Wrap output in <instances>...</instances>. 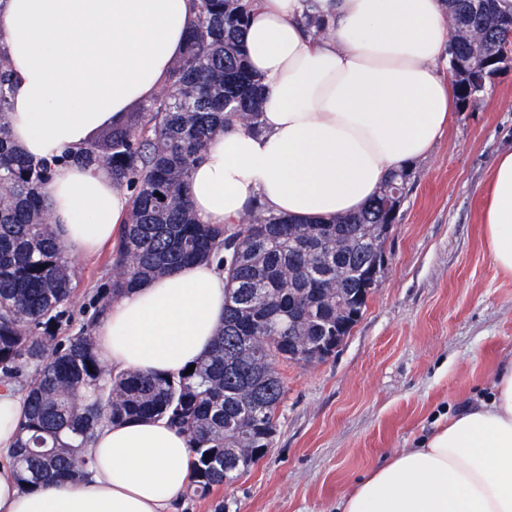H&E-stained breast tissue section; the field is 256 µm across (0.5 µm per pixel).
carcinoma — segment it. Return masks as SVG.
Returning a JSON list of instances; mask_svg holds the SVG:
<instances>
[{"label":"carcinoma","mask_w":512,"mask_h":512,"mask_svg":"<svg viewBox=\"0 0 512 512\" xmlns=\"http://www.w3.org/2000/svg\"><path fill=\"white\" fill-rule=\"evenodd\" d=\"M446 2L456 24L449 60L511 69L502 49L512 25H501L497 0L479 13L470 0ZM252 4L195 0L196 23L153 100L92 133L85 157L130 191V207L87 300L75 293L45 192L61 159L35 163L12 141L13 82L0 54V386L26 403L10 455L25 490L84 478L96 430L139 417L164 418L187 436L194 493L235 481L271 445L285 396L279 361L335 355L366 308L357 295L376 285L364 273L385 250L380 225L409 191L410 167L393 172L362 211L325 224L258 203L230 227L194 215L187 184L208 142L235 123L260 128L263 86L245 43ZM204 260L224 270L228 293L224 327L194 371L114 372L93 336L112 299Z\"/></svg>","instance_id":"obj_1"}]
</instances>
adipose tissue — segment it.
Returning a JSON list of instances; mask_svg holds the SVG:
<instances>
[{"instance_id": "adipose-tissue-1", "label": "adipose tissue", "mask_w": 512, "mask_h": 512, "mask_svg": "<svg viewBox=\"0 0 512 512\" xmlns=\"http://www.w3.org/2000/svg\"><path fill=\"white\" fill-rule=\"evenodd\" d=\"M306 10L328 20L323 34L302 32ZM195 20L193 0H0L12 137L33 160L61 158L47 195L73 255L113 238L130 206L80 152L153 97ZM449 38L444 0H255L245 42L263 78L261 128L237 123L208 143L188 184L197 221L236 224L257 201L312 223L362 209L447 130L457 101L438 63ZM481 222L494 264L512 273V151L494 164ZM226 288L202 261L120 295L94 332L101 358L118 372L187 370L224 323ZM24 415L21 395L0 389V457ZM86 454L89 480L35 491L0 464V512H170L191 478L186 436L158 418L103 425ZM339 510L512 512V368L488 401L358 480Z\"/></svg>"}]
</instances>
